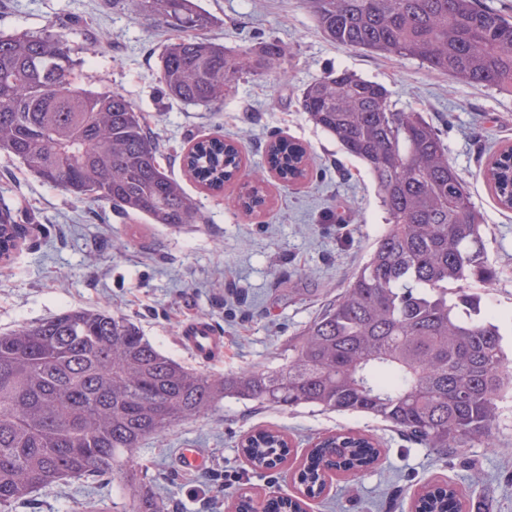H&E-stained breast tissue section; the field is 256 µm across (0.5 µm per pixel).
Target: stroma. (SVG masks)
I'll return each mask as SVG.
<instances>
[{
  "mask_svg": "<svg viewBox=\"0 0 512 512\" xmlns=\"http://www.w3.org/2000/svg\"><path fill=\"white\" fill-rule=\"evenodd\" d=\"M215 23L207 37L234 49L277 40L290 53L284 76L241 79L216 108L186 105L162 92L157 73L176 37L115 9L108 0H0V31L66 28L79 21L74 43L78 86L115 91L143 113L160 143L162 168L195 200L203 223L174 229L110 204L77 200L44 184L18 160L0 155V198L25 234L0 272V334L70 308H109L132 318L158 349L185 367L224 376L281 365L296 334L336 297L385 230L366 169L310 122L298 104L301 87L328 71L349 70L383 84L399 108L438 129L448 158L485 218L488 257L498 275L472 284L482 310L494 312L512 351V210L493 197L484 170L494 151L512 143V95L473 87L428 70L417 60L346 49L328 41L301 0H199ZM236 142L247 169H265L267 204L248 213L238 187L205 190L181 158L196 140ZM277 138L302 144L309 175L293 185L266 170L265 150ZM203 318L222 336L220 355L205 361L180 342ZM276 428L293 443L286 464L252 469L240 452L244 436ZM373 436L378 462L360 476H333L306 512H413L428 485L450 484L462 512H512V399L502 405L497 445L442 454L409 440L388 423L315 408L259 409L225 401L216 412L184 421L147 440L137 463L165 512H234L239 494L263 500L296 497L294 473L319 436L344 431ZM198 449L206 465L181 466V451ZM236 482L225 486V472ZM128 491L105 480H65L17 505L15 512H122Z\"/></svg>",
  "mask_w": 512,
  "mask_h": 512,
  "instance_id": "1",
  "label": "stroma"
}]
</instances>
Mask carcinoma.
Returning a JSON list of instances; mask_svg holds the SVG:
<instances>
[{"mask_svg":"<svg viewBox=\"0 0 512 512\" xmlns=\"http://www.w3.org/2000/svg\"><path fill=\"white\" fill-rule=\"evenodd\" d=\"M331 42L420 61L473 86L512 94V20L478 0H302ZM135 17L182 33L162 55L168 97L218 105L245 75L279 74L288 47L269 41L232 49L197 35L214 18L196 0H112ZM69 40L49 28L0 34V155L76 199L105 201L153 224L178 228L203 215L159 163L155 139L122 94L74 85ZM309 120L365 165L387 227L367 260L288 346L280 367L215 377L190 370L144 336L133 319L104 309H66L0 334V508L60 481L110 475L129 490L124 512H164L138 478L143 443L226 399L293 409L363 414L443 454L494 446L501 403L512 398V357L496 318L464 286L494 280L484 220L448 147L420 112L394 106L382 84L347 70L300 93ZM305 148L279 139L267 164L294 183ZM184 165L204 187L239 179L240 149L196 141ZM499 205L512 209V169L488 168ZM240 206L265 203L264 175L243 184ZM20 225L0 212V263L18 246ZM256 469L287 454L270 428L246 437ZM373 437L320 438L297 479L322 494L333 471L363 473L379 457ZM416 512H461L456 489L434 486ZM236 512H302L295 498L261 505L242 495Z\"/></svg>","mask_w":512,"mask_h":512,"instance_id":"obj_1","label":"carcinoma"}]
</instances>
